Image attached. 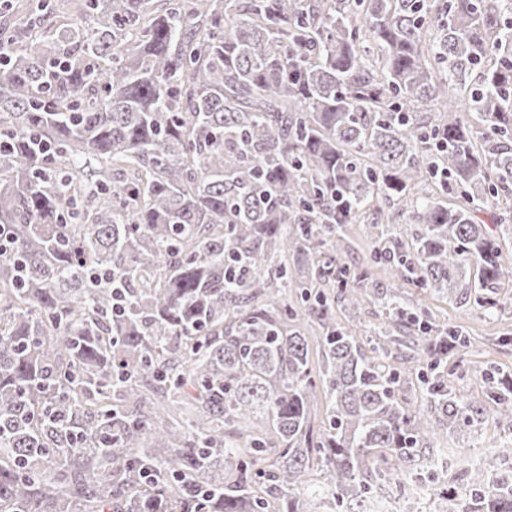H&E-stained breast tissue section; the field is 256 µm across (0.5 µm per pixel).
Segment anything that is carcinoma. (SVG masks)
Wrapping results in <instances>:
<instances>
[{"instance_id": "carcinoma-1", "label": "carcinoma", "mask_w": 512, "mask_h": 512, "mask_svg": "<svg viewBox=\"0 0 512 512\" xmlns=\"http://www.w3.org/2000/svg\"><path fill=\"white\" fill-rule=\"evenodd\" d=\"M434 2L0 5V512H315L408 482L450 429L512 430L508 395L445 384L458 328L342 262L348 225L409 207V247L368 225L392 288L475 275L486 312L512 288V0ZM331 288L387 309L369 349ZM461 481L442 512H512V471ZM395 355L398 357L397 359H389L388 361L392 367L398 369H416L412 377L413 384H409L406 387H404L402 392H400V398L404 399L412 406L417 407L420 404V394L422 387V385L417 381V373L421 372V370H424V373H426V364L414 362V360H411L410 357L412 355V352L405 348H402L400 351L396 352Z\"/></svg>"}]
</instances>
